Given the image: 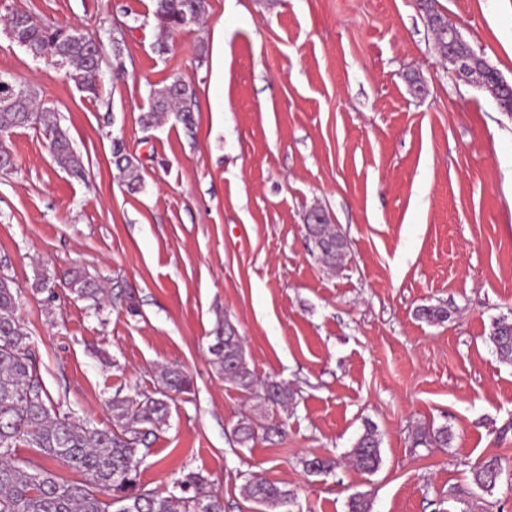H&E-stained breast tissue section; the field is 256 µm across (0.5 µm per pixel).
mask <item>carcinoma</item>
<instances>
[{
  "mask_svg": "<svg viewBox=\"0 0 512 512\" xmlns=\"http://www.w3.org/2000/svg\"><path fill=\"white\" fill-rule=\"evenodd\" d=\"M435 46L448 56V23L436 8V0H420ZM208 0H154L153 16L166 33L189 24V18H205ZM14 40L26 51L47 50L66 57L65 75L77 88L98 95L97 76L102 52H91L90 38L75 28L50 27L29 13L15 10L7 19ZM455 50L474 57L472 77L489 93L504 112L512 113V89L496 84L479 55L468 42H457ZM193 85L182 80L150 91L148 111L141 116L146 127L173 112L188 130L194 125ZM32 125L48 134L49 149L56 163L75 175L83 174L80 157L50 108L35 110L29 98L19 108H0V127L14 132ZM114 164L128 183L139 181L134 158L123 142H113ZM309 236L316 241L320 258L329 266L339 264L349 246L345 236L330 230L327 224H314ZM68 290L78 299L99 300L103 291L97 280L82 268L67 273ZM21 291L7 275H0V512H224V502L207 488V480L189 472L173 482L172 490L162 495L145 489L140 481V466L149 452V436L165 424L171 403L179 394L190 391L191 379L178 366H167L160 373V384L150 393L132 398L115 393L109 403L112 427L98 428L61 410L50 397L38 373L35 352L19 316ZM422 318L430 322L448 320V309L424 306ZM494 352L504 363L512 364V321L499 319L489 336ZM211 362L220 374H226L243 392L262 390L264 401L284 406L295 399L296 391L273 378L258 380L250 368L241 336L228 324H218L209 347ZM280 434L274 421L257 423L245 416L236 424L234 441L241 447L254 440L258 432ZM416 444L426 448H446L451 442L448 427H422L416 431ZM19 448H34L41 461L19 459ZM350 462L365 473L376 472L382 457L376 428L368 424L348 452ZM58 465L80 474L78 482L63 480L50 465ZM499 459L490 457L473 470V483L484 492L492 491L501 476ZM244 494L267 508L291 501L293 493L266 480L255 472L243 487Z\"/></svg>",
  "mask_w": 512,
  "mask_h": 512,
  "instance_id": "carcinoma-1",
  "label": "carcinoma"
}]
</instances>
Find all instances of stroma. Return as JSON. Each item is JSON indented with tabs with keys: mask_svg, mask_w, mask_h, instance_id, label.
I'll return each mask as SVG.
<instances>
[{
	"mask_svg": "<svg viewBox=\"0 0 512 512\" xmlns=\"http://www.w3.org/2000/svg\"><path fill=\"white\" fill-rule=\"evenodd\" d=\"M472 48L512 83V0H438ZM78 27L100 43L90 99L9 39L14 9ZM152 0H0V74L28 80L53 108L83 176L54 161L42 128L7 141L0 170V273L22 291L20 316L45 387L62 410L111 423L114 393L155 390L181 365L190 392L152 437L141 482L159 493L188 472L226 512L252 472L294 492L276 512H512V364L488 336L512 320V114L457 79L416 0H209L203 24L162 35ZM196 89L194 127H144L151 89ZM123 139L138 165L129 189L112 160ZM349 242L342 265L317 257L313 210ZM85 268L101 307L70 295ZM49 278L57 299L31 291ZM448 308L442 323L421 318ZM244 340L258 379L297 391L282 407L218 374V322ZM245 416L284 422L282 437L238 447ZM382 464L345 456L366 422ZM422 426L445 448L414 447ZM329 455V472L306 471ZM502 473L486 494L482 460ZM416 444L426 448H445L451 442V434L448 427L442 426L438 428L422 427L416 431ZM497 457L486 458L473 470V483L483 492H491L497 485L502 469Z\"/></svg>",
	"mask_w": 512,
	"mask_h": 512,
	"instance_id": "35a3bbf8",
	"label": "stroma"
}]
</instances>
